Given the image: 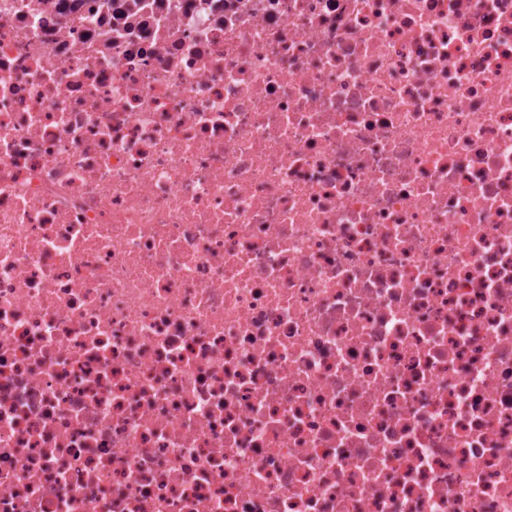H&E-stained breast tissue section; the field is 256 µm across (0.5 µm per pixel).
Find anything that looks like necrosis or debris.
Returning a JSON list of instances; mask_svg holds the SVG:
<instances>
[{
	"label": "necrosis or debris",
	"mask_w": 512,
	"mask_h": 512,
	"mask_svg": "<svg viewBox=\"0 0 512 512\" xmlns=\"http://www.w3.org/2000/svg\"><path fill=\"white\" fill-rule=\"evenodd\" d=\"M0 512H512V0H0Z\"/></svg>",
	"instance_id": "1"
}]
</instances>
